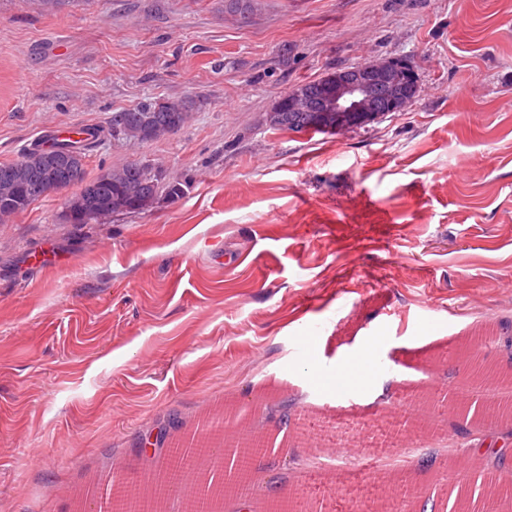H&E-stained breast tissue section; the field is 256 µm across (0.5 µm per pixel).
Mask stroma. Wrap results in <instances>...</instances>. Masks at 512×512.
<instances>
[{"mask_svg":"<svg viewBox=\"0 0 512 512\" xmlns=\"http://www.w3.org/2000/svg\"><path fill=\"white\" fill-rule=\"evenodd\" d=\"M399 55L419 84L404 111L266 126L294 87ZM167 99L191 105L178 133L105 137L86 177L143 162L179 200L71 224L74 185L0 223V512H73L72 486L209 409L304 456L310 423L326 440L357 431L354 460L289 474L299 512H377L391 412L421 445L388 512L472 499L495 454L470 479L421 461L469 425L440 413L469 378L460 343L492 357L512 337V0H0V163ZM373 344L381 368L339 374ZM270 400L292 421H266Z\"/></svg>","mask_w":512,"mask_h":512,"instance_id":"1","label":"stroma"}]
</instances>
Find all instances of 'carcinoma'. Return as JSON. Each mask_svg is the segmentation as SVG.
<instances>
[{
	"mask_svg": "<svg viewBox=\"0 0 512 512\" xmlns=\"http://www.w3.org/2000/svg\"><path fill=\"white\" fill-rule=\"evenodd\" d=\"M269 113V127L293 132H322L336 129L334 112H290L288 95ZM189 116L186 101H150L132 109L112 114V137L141 142L153 141L179 132ZM101 140V131L88 130V137L53 143L48 148H35L8 163H0V185L10 184L11 195H0V209L16 215L33 203L47 197L44 193V174L52 171L59 180L80 186L79 196L84 208L71 217L72 224H90L105 214L135 212L146 209L160 193L172 199L184 194L177 181L160 185L156 175L137 161L112 170V180L105 176L86 179L87 152Z\"/></svg>",
	"mask_w": 512,
	"mask_h": 512,
	"instance_id": "cac0c4a2",
	"label": "carcinoma"
}]
</instances>
